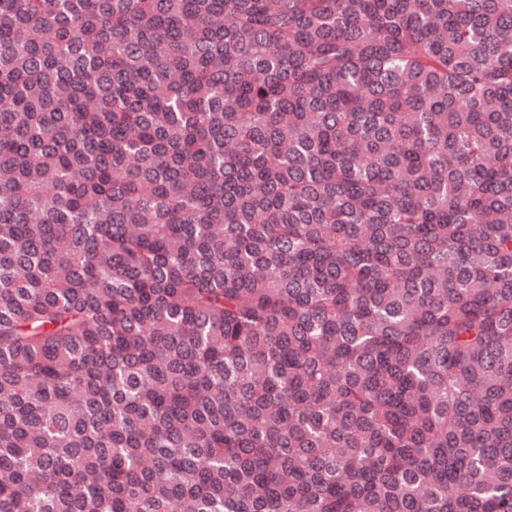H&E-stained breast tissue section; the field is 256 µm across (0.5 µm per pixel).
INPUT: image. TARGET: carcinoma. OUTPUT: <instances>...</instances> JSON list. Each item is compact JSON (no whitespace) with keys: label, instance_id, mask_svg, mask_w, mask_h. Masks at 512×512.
<instances>
[{"label":"carcinoma","instance_id":"cac0c4a2","mask_svg":"<svg viewBox=\"0 0 512 512\" xmlns=\"http://www.w3.org/2000/svg\"><path fill=\"white\" fill-rule=\"evenodd\" d=\"M0 512H512V0H0Z\"/></svg>","mask_w":512,"mask_h":512}]
</instances>
